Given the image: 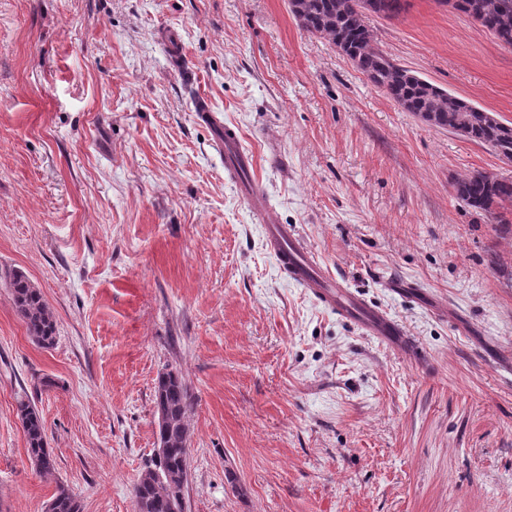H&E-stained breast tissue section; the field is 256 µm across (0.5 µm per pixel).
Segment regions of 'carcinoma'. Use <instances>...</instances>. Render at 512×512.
I'll list each match as a JSON object with an SVG mask.
<instances>
[{
  "mask_svg": "<svg viewBox=\"0 0 512 512\" xmlns=\"http://www.w3.org/2000/svg\"><path fill=\"white\" fill-rule=\"evenodd\" d=\"M356 0H295L304 29L331 43L340 40L358 61L363 74L376 73L387 95L408 112L425 111L433 116V125L457 131L469 140L491 148L512 161V123H503L479 115L481 109L448 91L416 76L394 62L384 60V52L374 46V35L354 9ZM458 10L491 32L498 42L512 47V0H459ZM456 197L467 206L485 213L494 206L512 203V179L476 173L458 181ZM14 308L25 322L33 340L45 347L56 339V321L42 294L22 272L12 275L9 283ZM155 406L162 414L157 421V441L161 446L157 468H146L132 488L134 505L142 512H184L188 478L187 413L191 397L176 370L158 375ZM18 418L26 438L27 456L43 475L55 467L44 463L52 452L47 448L43 420L28 401L18 405ZM47 512H81L76 497L63 484L47 504Z\"/></svg>",
  "mask_w": 512,
  "mask_h": 512,
  "instance_id": "obj_1",
  "label": "carcinoma"
}]
</instances>
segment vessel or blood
Listing matches in <instances>:
<instances>
[{"label":"vessel or blood","instance_id":"1","mask_svg":"<svg viewBox=\"0 0 512 512\" xmlns=\"http://www.w3.org/2000/svg\"><path fill=\"white\" fill-rule=\"evenodd\" d=\"M216 143L224 152L225 171L239 185L252 215L264 224L268 248L290 278L307 288L326 307L357 324L367 335L399 350L413 349L411 338L397 322L352 295L341 282L323 271L295 226L277 223L261 184L252 176L254 157L242 147L236 131L228 126L219 127Z\"/></svg>","mask_w":512,"mask_h":512}]
</instances>
